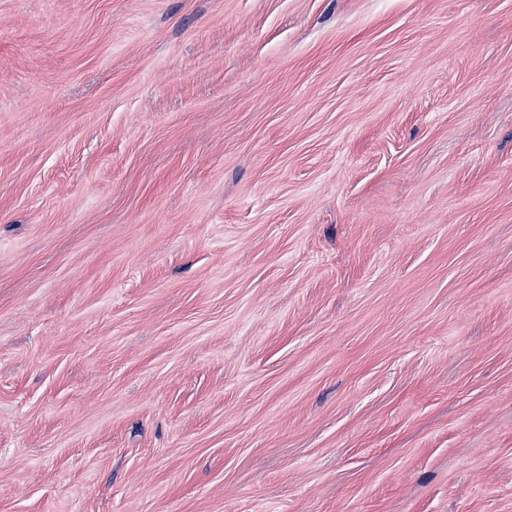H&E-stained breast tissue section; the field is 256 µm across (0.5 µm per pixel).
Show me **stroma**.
Returning <instances> with one entry per match:
<instances>
[{
    "label": "stroma",
    "mask_w": 512,
    "mask_h": 512,
    "mask_svg": "<svg viewBox=\"0 0 512 512\" xmlns=\"http://www.w3.org/2000/svg\"><path fill=\"white\" fill-rule=\"evenodd\" d=\"M0 512H512V0H0Z\"/></svg>",
    "instance_id": "35a3bbf8"
}]
</instances>
